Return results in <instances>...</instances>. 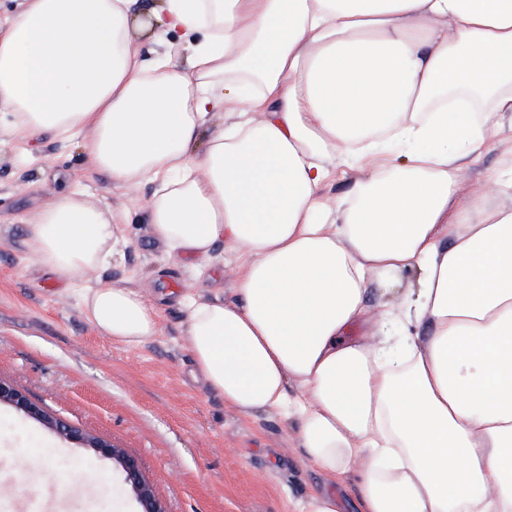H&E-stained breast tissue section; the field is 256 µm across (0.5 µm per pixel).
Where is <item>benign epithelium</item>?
<instances>
[{"label": "benign epithelium", "mask_w": 512, "mask_h": 512, "mask_svg": "<svg viewBox=\"0 0 512 512\" xmlns=\"http://www.w3.org/2000/svg\"><path fill=\"white\" fill-rule=\"evenodd\" d=\"M2 402L15 406L27 416L48 425L69 438L86 443L87 447L100 455L112 458L123 470L125 481L130 484L133 493L142 506L141 512H168L165 504L155 494L152 485L146 479L140 461L135 456L104 440L92 437L75 426L49 416L40 406L30 401L12 384L0 379V403Z\"/></svg>", "instance_id": "obj_1"}]
</instances>
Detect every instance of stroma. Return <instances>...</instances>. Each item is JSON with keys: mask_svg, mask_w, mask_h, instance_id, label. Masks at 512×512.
Wrapping results in <instances>:
<instances>
[{"mask_svg": "<svg viewBox=\"0 0 512 512\" xmlns=\"http://www.w3.org/2000/svg\"><path fill=\"white\" fill-rule=\"evenodd\" d=\"M511 153L505 138L479 159L461 157L466 189ZM67 191L128 211L120 227L124 255L102 275L155 305L160 324L152 340L128 347L101 337L80 309L83 280L60 279L30 255L28 224L50 195ZM154 192L147 181L112 182L78 139L41 134L0 144V379L53 417L138 457L168 512H300L323 493L336 496L342 512H361L357 471L327 479L304 458L296 420L275 412L243 416L195 373L182 299L233 300L241 269L220 243L204 270L166 263L146 218ZM416 279L409 271L370 281L367 307L376 313L396 304ZM24 447L42 449L55 463L41 474L46 512H139L111 458L7 403L0 404V512H23L28 490L15 457ZM73 469L81 479L58 496L56 472Z\"/></svg>", "mask_w": 512, "mask_h": 512, "instance_id": "stroma-1", "label": "stroma"}]
</instances>
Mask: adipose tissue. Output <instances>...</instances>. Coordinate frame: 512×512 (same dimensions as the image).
<instances>
[{
	"label": "adipose tissue",
	"instance_id": "1",
	"mask_svg": "<svg viewBox=\"0 0 512 512\" xmlns=\"http://www.w3.org/2000/svg\"><path fill=\"white\" fill-rule=\"evenodd\" d=\"M138 30L189 41L147 60ZM0 108L12 139L81 136L113 182L155 183L167 261L235 251L234 300L185 301L194 368L241 414L296 419L322 474L360 469L364 512H512V210L489 204L512 157L467 195L458 165L506 135L512 0H18ZM123 219L57 194L26 244L85 278L101 336L138 346L158 311L96 276ZM408 270L416 288L372 317L368 282ZM407 322L427 335L393 340ZM359 323L377 342L347 337Z\"/></svg>",
	"mask_w": 512,
	"mask_h": 512
}]
</instances>
